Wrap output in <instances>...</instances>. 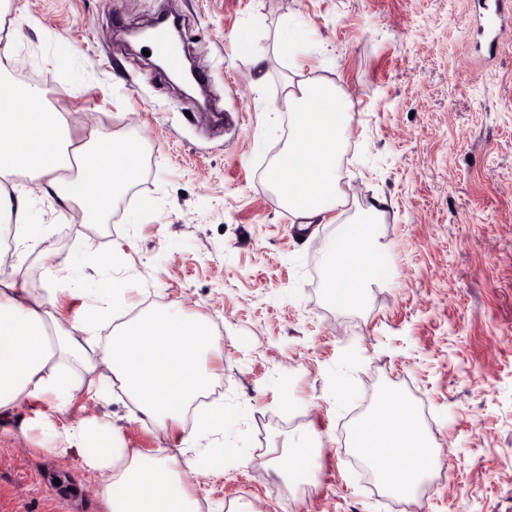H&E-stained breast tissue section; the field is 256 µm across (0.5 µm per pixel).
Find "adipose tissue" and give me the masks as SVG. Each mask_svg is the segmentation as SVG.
<instances>
[{
	"instance_id": "adipose-tissue-1",
	"label": "adipose tissue",
	"mask_w": 512,
	"mask_h": 512,
	"mask_svg": "<svg viewBox=\"0 0 512 512\" xmlns=\"http://www.w3.org/2000/svg\"><path fill=\"white\" fill-rule=\"evenodd\" d=\"M14 56L11 42L0 44V219L18 232L13 265H0V411L28 399H52L63 414L80 392L107 401L94 378L103 368L142 415L166 426L211 387L213 374L205 360L221 355L222 342L172 307L136 316L108 335L104 329L111 310L92 306L65 320L50 309L52 289L17 282L16 266L44 241L42 231L29 222L33 208L43 202L75 205L84 223H98L112 196L135 180L140 155L135 142L104 137L96 128L86 139L72 140L66 117L46 108L44 88L20 89L7 78ZM285 97L291 107L288 145L263 186L309 222L324 215L341 193L338 161L351 127L349 97L333 85L290 81ZM390 205L386 197H374L353 222L322 241L321 294L328 304L341 310L359 305L366 289L383 275L372 227ZM223 423V412L201 415L179 459L129 455L114 446L111 422L94 416L52 422L48 429L55 454H76L96 476L97 495L110 512H190L188 476L206 472L216 454L198 442ZM318 447L316 433H302L270 464L289 483H303ZM355 451L384 490L397 497L413 495L439 462L417 407L398 394L380 400L358 423Z\"/></svg>"
}]
</instances>
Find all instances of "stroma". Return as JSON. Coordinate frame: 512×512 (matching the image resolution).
Segmentation results:
<instances>
[{"instance_id": "1", "label": "stroma", "mask_w": 512, "mask_h": 512, "mask_svg": "<svg viewBox=\"0 0 512 512\" xmlns=\"http://www.w3.org/2000/svg\"><path fill=\"white\" fill-rule=\"evenodd\" d=\"M483 0H12L0 21L73 139L99 127L139 141L135 183L109 226L78 208L38 205L67 262L50 276L33 253L17 280L53 282L62 318L104 306L110 276L127 279L126 316L180 303L223 343L212 362L224 426L208 448H238L194 484V504L231 512H385L352 446L384 394L410 398L439 451L442 482L420 512H512V16L495 50L477 32ZM177 17L182 48L209 77L201 111L154 70L127 30ZM288 30L293 51L272 52ZM270 49L265 79L253 52ZM343 88L352 111L341 160L355 195L300 226L267 169L287 143L285 78ZM391 200L375 233L386 275L339 311L320 293V240L372 196ZM110 257L94 271L90 253ZM108 413L116 443L179 457L186 420L158 427L128 395L77 396L71 419ZM54 407L31 400L0 414V512H107L82 461L49 454ZM315 431L304 489L269 467L289 436Z\"/></svg>"}]
</instances>
